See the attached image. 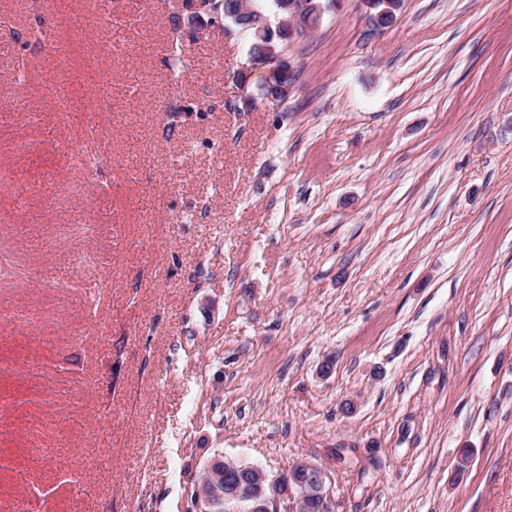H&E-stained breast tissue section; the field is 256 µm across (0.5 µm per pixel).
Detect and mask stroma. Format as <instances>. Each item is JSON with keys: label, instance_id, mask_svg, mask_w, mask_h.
Segmentation results:
<instances>
[{"label": "stroma", "instance_id": "stroma-1", "mask_svg": "<svg viewBox=\"0 0 512 512\" xmlns=\"http://www.w3.org/2000/svg\"><path fill=\"white\" fill-rule=\"evenodd\" d=\"M367 14L273 101L203 8L173 69L185 0H0V512H190L216 456L512 512V0Z\"/></svg>", "mask_w": 512, "mask_h": 512}]
</instances>
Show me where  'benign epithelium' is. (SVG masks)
Listing matches in <instances>:
<instances>
[{
  "mask_svg": "<svg viewBox=\"0 0 512 512\" xmlns=\"http://www.w3.org/2000/svg\"><path fill=\"white\" fill-rule=\"evenodd\" d=\"M330 3L334 5L336 0H270L240 10L232 0H201L213 17L224 18V36L237 31L249 33L248 63L264 66L268 84L277 73L294 71L284 45L274 39V34L283 28L293 35L306 32L310 12L321 14ZM366 4L370 19L398 12L402 6L401 0H366ZM224 471L228 477L236 472L254 476V482L224 492V512H300V505L310 496L321 500L324 512L329 510L328 473L318 464L300 461L288 472L271 477L258 466L226 459Z\"/></svg>",
  "mask_w": 512,
  "mask_h": 512,
  "instance_id": "obj_1",
  "label": "benign epithelium"
}]
</instances>
